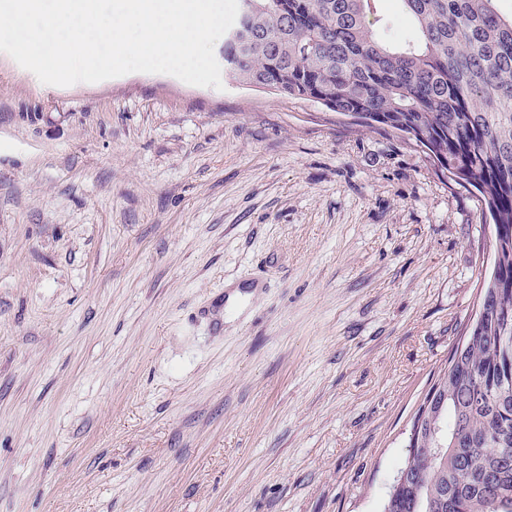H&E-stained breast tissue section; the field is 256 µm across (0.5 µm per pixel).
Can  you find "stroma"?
<instances>
[{"label": "stroma", "mask_w": 512, "mask_h": 512, "mask_svg": "<svg viewBox=\"0 0 512 512\" xmlns=\"http://www.w3.org/2000/svg\"><path fill=\"white\" fill-rule=\"evenodd\" d=\"M495 254L310 99L0 56V512H384Z\"/></svg>", "instance_id": "obj_1"}]
</instances>
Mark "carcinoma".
<instances>
[{
    "mask_svg": "<svg viewBox=\"0 0 512 512\" xmlns=\"http://www.w3.org/2000/svg\"><path fill=\"white\" fill-rule=\"evenodd\" d=\"M238 2L230 80L405 133L482 195L497 228L486 315L437 383L444 450L416 445L384 512H512V18L497 0H397L418 37L396 44L375 36L380 0Z\"/></svg>",
    "mask_w": 512,
    "mask_h": 512,
    "instance_id": "1",
    "label": "carcinoma"
}]
</instances>
